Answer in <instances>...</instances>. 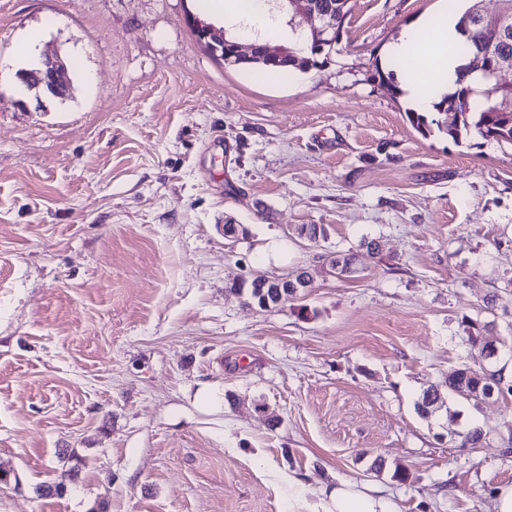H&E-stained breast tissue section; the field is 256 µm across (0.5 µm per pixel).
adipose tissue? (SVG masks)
I'll list each match as a JSON object with an SVG mask.
<instances>
[{"mask_svg":"<svg viewBox=\"0 0 512 512\" xmlns=\"http://www.w3.org/2000/svg\"><path fill=\"white\" fill-rule=\"evenodd\" d=\"M456 24V17L447 15L440 26L409 28L389 50L391 57L409 59L398 79L421 111H433L444 91L455 88L458 70L467 60ZM318 496L322 512H393L376 489L352 480H337L335 486L320 489Z\"/></svg>","mask_w":512,"mask_h":512,"instance_id":"adipose-tissue-1","label":"adipose tissue"}]
</instances>
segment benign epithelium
<instances>
[{
    "label": "benign epithelium",
    "instance_id": "7a95c632",
    "mask_svg": "<svg viewBox=\"0 0 512 512\" xmlns=\"http://www.w3.org/2000/svg\"><path fill=\"white\" fill-rule=\"evenodd\" d=\"M281 7L292 11L293 15L311 20L308 28L309 41L312 49L317 51L320 47L333 44L336 41V17H344L345 4L338 3V12L319 10L313 0H278ZM189 23L197 40L213 53L221 54L224 63L228 65L248 64L257 62L267 66H278L284 62L304 63L312 66V58L301 56L296 50L281 45L253 42L248 50H243L242 44L225 35L222 27H216L192 15ZM490 42L486 49L474 54L470 60V67L481 71L489 81L496 82V97L490 101L492 110L504 112L506 116L512 115V98L502 95L505 87L512 83H500L501 73L512 71V60L499 58L493 54V47L501 42L512 39V3L503 0L496 13V21L488 30ZM19 79L28 85H37L51 95L59 94L69 82L67 67L56 55H46L41 60V66L35 71H24L18 74Z\"/></svg>",
    "mask_w": 512,
    "mask_h": 512
}]
</instances>
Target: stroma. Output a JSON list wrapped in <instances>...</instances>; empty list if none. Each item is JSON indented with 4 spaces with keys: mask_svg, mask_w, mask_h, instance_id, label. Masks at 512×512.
<instances>
[{
    "mask_svg": "<svg viewBox=\"0 0 512 512\" xmlns=\"http://www.w3.org/2000/svg\"><path fill=\"white\" fill-rule=\"evenodd\" d=\"M349 6L319 67L270 79L198 42L193 14L262 35L206 0H0V512H306L339 479L492 512L512 484V396L448 397L475 448L415 410L489 292L512 347V147L422 133L384 78L444 0ZM36 31L66 97L15 89ZM254 271L313 282L261 310L228 288Z\"/></svg>",
    "mask_w": 512,
    "mask_h": 512,
    "instance_id": "1",
    "label": "stroma"
}]
</instances>
